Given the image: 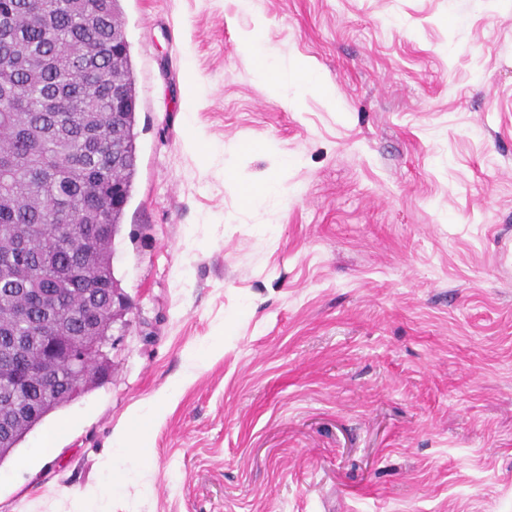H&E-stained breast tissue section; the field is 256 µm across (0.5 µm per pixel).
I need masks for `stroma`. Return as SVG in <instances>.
<instances>
[{
	"label": "stroma",
	"mask_w": 512,
	"mask_h": 512,
	"mask_svg": "<svg viewBox=\"0 0 512 512\" xmlns=\"http://www.w3.org/2000/svg\"><path fill=\"white\" fill-rule=\"evenodd\" d=\"M120 6L130 307L0 512H512V0Z\"/></svg>",
	"instance_id": "obj_1"
}]
</instances>
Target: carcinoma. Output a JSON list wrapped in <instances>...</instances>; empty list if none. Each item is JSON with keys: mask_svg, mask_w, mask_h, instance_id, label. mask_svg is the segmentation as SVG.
I'll return each instance as SVG.
<instances>
[{"mask_svg": "<svg viewBox=\"0 0 512 512\" xmlns=\"http://www.w3.org/2000/svg\"><path fill=\"white\" fill-rule=\"evenodd\" d=\"M100 25L88 29L86 16ZM0 359L25 343L33 365L45 359L36 318L59 321L79 340L110 335L114 241L131 197L137 168V93L129 51L112 73V33L123 26L119 0H0ZM124 83L129 102L120 136L112 140V82ZM57 97L53 111L44 101ZM122 156L112 158V147ZM117 186L118 207L102 192ZM87 214L85 224L56 216ZM93 284L96 300L85 297ZM57 387L94 376V366L50 363ZM70 401L46 392L41 377L0 381V430L14 443L43 416Z\"/></svg>", "mask_w": 512, "mask_h": 512, "instance_id": "obj_1", "label": "carcinoma"}]
</instances>
